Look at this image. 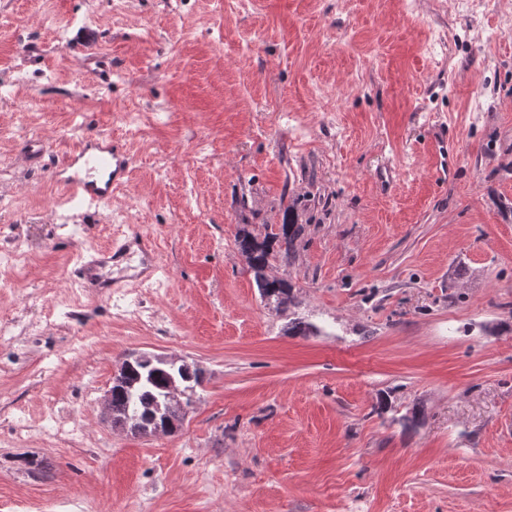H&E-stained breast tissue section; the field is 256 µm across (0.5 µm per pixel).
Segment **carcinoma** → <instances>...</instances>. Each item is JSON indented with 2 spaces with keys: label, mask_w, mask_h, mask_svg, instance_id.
<instances>
[{
  "label": "carcinoma",
  "mask_w": 512,
  "mask_h": 512,
  "mask_svg": "<svg viewBox=\"0 0 512 512\" xmlns=\"http://www.w3.org/2000/svg\"><path fill=\"white\" fill-rule=\"evenodd\" d=\"M288 222L278 231L265 234L259 240L249 231L238 232L235 242L245 257L248 269L253 273L261 297L275 308L281 309L292 302V288L283 278L266 275L271 260L284 264L291 261L295 244L302 232V225L294 222L293 207H288ZM128 366L121 384L112 385V411L128 420V430L134 434L147 435L154 427L170 417H177L178 410L167 398L169 376L175 374L170 367L155 363L148 367L136 360L122 361Z\"/></svg>",
  "instance_id": "obj_1"
}]
</instances>
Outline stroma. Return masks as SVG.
<instances>
[{"mask_svg":"<svg viewBox=\"0 0 512 512\" xmlns=\"http://www.w3.org/2000/svg\"><path fill=\"white\" fill-rule=\"evenodd\" d=\"M101 133L122 189L67 200L50 164ZM290 211L277 310L235 237ZM126 232L157 275L71 287ZM17 245L0 501L512 512V0H0V256ZM141 354L204 373L173 434L104 417Z\"/></svg>","mask_w":512,"mask_h":512,"instance_id":"stroma-1","label":"stroma"}]
</instances>
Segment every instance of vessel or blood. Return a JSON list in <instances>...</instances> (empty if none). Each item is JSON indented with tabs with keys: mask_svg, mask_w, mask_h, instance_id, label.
<instances>
[{
	"mask_svg": "<svg viewBox=\"0 0 512 512\" xmlns=\"http://www.w3.org/2000/svg\"><path fill=\"white\" fill-rule=\"evenodd\" d=\"M130 158L124 146L112 137L97 135L75 145L61 161L68 176L66 187L72 198L89 205L111 200L117 186L122 184ZM128 254V243L115 239L98 251L96 257L80 256L74 274L85 287H94L103 268L123 261Z\"/></svg>",
	"mask_w": 512,
	"mask_h": 512,
	"instance_id": "obj_1",
	"label": "vessel or blood"
}]
</instances>
